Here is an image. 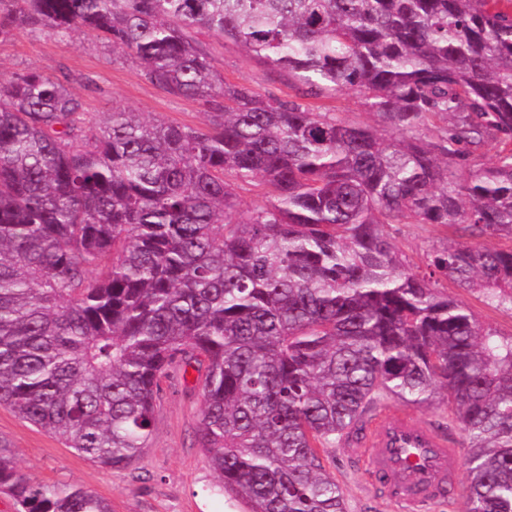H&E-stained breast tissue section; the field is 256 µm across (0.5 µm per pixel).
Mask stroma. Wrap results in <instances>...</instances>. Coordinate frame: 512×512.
<instances>
[{
	"label": "stroma",
	"instance_id": "1",
	"mask_svg": "<svg viewBox=\"0 0 512 512\" xmlns=\"http://www.w3.org/2000/svg\"><path fill=\"white\" fill-rule=\"evenodd\" d=\"M191 38L224 80L281 98L294 95L295 82L286 71L256 58L240 44L203 28L193 29ZM30 68L65 81L81 98L94 128L116 108L146 112L154 119L195 129L204 128L207 121L205 106L151 84L138 62L92 33L60 36L47 28L24 27L0 40V75ZM385 230L403 257L418 266L424 264L432 246L457 239L453 228L438 224H389ZM443 287L483 325L512 336V311L487 307L476 293L452 282H444ZM162 388L154 413L153 441L127 468L105 467L87 459L5 406L0 407V437L11 443L19 467L34 480L83 485L108 501L112 512H250L245 500L219 488L197 442L199 385L170 378L163 380ZM326 467L344 491L347 512H404L400 505L382 502L371 493L345 443L330 450Z\"/></svg>",
	"mask_w": 512,
	"mask_h": 512
}]
</instances>
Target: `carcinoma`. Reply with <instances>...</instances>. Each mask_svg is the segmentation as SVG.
Returning <instances> with one entry per match:
<instances>
[{
  "instance_id": "1",
  "label": "carcinoma",
  "mask_w": 512,
  "mask_h": 512,
  "mask_svg": "<svg viewBox=\"0 0 512 512\" xmlns=\"http://www.w3.org/2000/svg\"><path fill=\"white\" fill-rule=\"evenodd\" d=\"M21 25L102 36L208 125L114 110L89 136L61 80L0 79V405L127 467L161 380L191 368L224 490L250 512H346L328 449L384 396L444 393L462 512H512V336L441 289L512 309V248L483 243L512 240V0H0V39ZM197 27L287 70L299 99L227 83ZM342 90L398 136L301 102ZM246 184L272 200L239 209ZM387 224L459 240L411 266ZM0 491L17 512H112L32 480L2 438Z\"/></svg>"
}]
</instances>
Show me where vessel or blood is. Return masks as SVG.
<instances>
[{"mask_svg": "<svg viewBox=\"0 0 512 512\" xmlns=\"http://www.w3.org/2000/svg\"><path fill=\"white\" fill-rule=\"evenodd\" d=\"M346 443L350 454L365 464L374 490L406 512H426L455 481L453 440L405 410L373 416Z\"/></svg>", "mask_w": 512, "mask_h": 512, "instance_id": "vessel-or-blood-1", "label": "vessel or blood"}]
</instances>
